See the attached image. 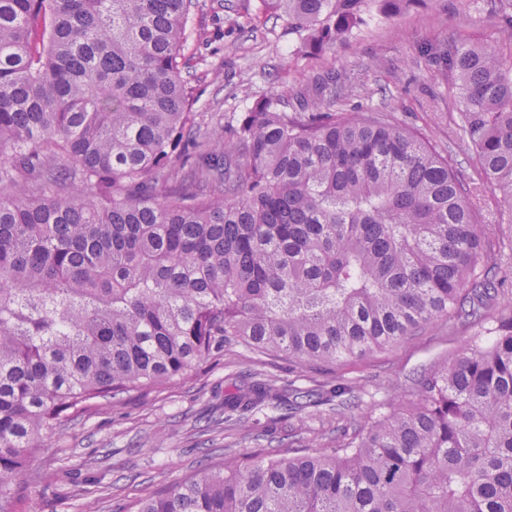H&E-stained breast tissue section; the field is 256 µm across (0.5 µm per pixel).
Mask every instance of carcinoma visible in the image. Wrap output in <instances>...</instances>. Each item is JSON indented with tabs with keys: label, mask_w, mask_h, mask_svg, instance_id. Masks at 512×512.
<instances>
[{
	"label": "carcinoma",
	"mask_w": 512,
	"mask_h": 512,
	"mask_svg": "<svg viewBox=\"0 0 512 512\" xmlns=\"http://www.w3.org/2000/svg\"><path fill=\"white\" fill-rule=\"evenodd\" d=\"M263 2L317 55L409 0ZM191 4L0 0V512H22L42 434L226 343L328 363L439 317L471 347L333 453L226 458L136 512H512V312L457 171L387 114L336 111L334 70L297 112L261 94L217 162L183 77ZM486 13L512 33V3ZM447 41L464 132L512 213V53ZM185 145L194 192L176 188ZM349 395L257 379L224 421Z\"/></svg>",
	"instance_id": "obj_1"
}]
</instances>
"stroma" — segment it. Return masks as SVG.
Here are the masks:
<instances>
[{
    "mask_svg": "<svg viewBox=\"0 0 512 512\" xmlns=\"http://www.w3.org/2000/svg\"><path fill=\"white\" fill-rule=\"evenodd\" d=\"M482 5L416 0L391 17L375 13L361 33L314 59L285 19L267 17L261 0H197L184 46L197 95L193 110L203 131L229 132L261 93H281L282 109L291 112L323 69L345 73L351 88L337 101V111H387L397 124L429 138L459 171L468 202L483 217L490 262L510 260L512 216L500 210L497 192L460 131L453 78L425 55L449 32H467L476 44L511 41L496 33ZM471 339V330L437 319L417 335L365 356L307 365L227 345L183 378L101 405L65 432L43 434V452L33 478L22 485L24 495L36 499L41 512H133L134 502L217 466L229 454L258 455L269 447L293 457L304 448L328 450L337 435L352 431L379 406L408 400L417 374L454 361ZM258 378L304 391L341 383L360 402L341 413L322 405L305 418L269 407L247 428L223 427L230 384ZM89 485L100 487L102 500L81 495Z\"/></svg>",
    "mask_w": 512,
    "mask_h": 512,
    "instance_id": "35a3bbf8",
    "label": "stroma"
}]
</instances>
